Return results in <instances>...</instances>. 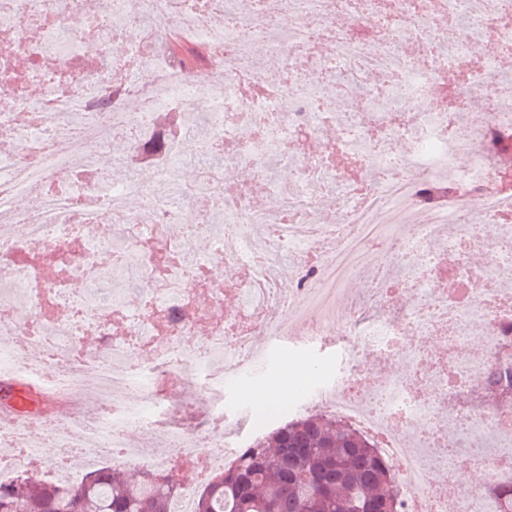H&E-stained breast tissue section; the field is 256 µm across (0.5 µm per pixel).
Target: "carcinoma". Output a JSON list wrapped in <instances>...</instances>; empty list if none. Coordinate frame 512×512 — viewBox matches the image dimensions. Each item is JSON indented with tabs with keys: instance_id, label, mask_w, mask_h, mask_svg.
<instances>
[{
	"instance_id": "obj_1",
	"label": "carcinoma",
	"mask_w": 512,
	"mask_h": 512,
	"mask_svg": "<svg viewBox=\"0 0 512 512\" xmlns=\"http://www.w3.org/2000/svg\"><path fill=\"white\" fill-rule=\"evenodd\" d=\"M185 115L167 113L162 127L174 141ZM512 385L492 371L487 393ZM177 483L166 473L137 476L101 466L76 483L23 472L0 483V512H172ZM197 512H400L390 466L369 439L324 413L293 418L254 440L231 470L216 473L199 494Z\"/></svg>"
}]
</instances>
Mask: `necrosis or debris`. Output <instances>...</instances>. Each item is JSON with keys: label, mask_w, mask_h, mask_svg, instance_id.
<instances>
[{"label": "necrosis or debris", "mask_w": 512, "mask_h": 512, "mask_svg": "<svg viewBox=\"0 0 512 512\" xmlns=\"http://www.w3.org/2000/svg\"><path fill=\"white\" fill-rule=\"evenodd\" d=\"M12 3L0 8V75L15 73L0 99V373L95 407L39 420L28 440L1 425L0 481L67 474L79 458L175 469L174 512H195L197 490L238 456L224 449L225 371L254 360L252 336L313 340L337 325L348 366L316 405L389 463L401 512H499L512 400L450 401L465 378L512 372V187L497 162L512 150V0ZM174 27L204 46L198 72L167 50ZM476 42L490 50L474 69ZM463 63L468 76L449 80ZM476 95L489 112H469ZM171 110L205 127L155 158L151 187L82 150L146 140ZM328 126L336 141L305 159ZM186 161L201 173L183 189ZM226 165L251 180L211 178ZM67 170L77 184L52 188ZM448 183L454 194L428 197ZM258 185L276 208L257 203ZM25 194L35 209L17 206ZM352 278L360 292L343 295ZM199 295L212 318H198ZM315 305L324 314L302 317ZM174 384L195 400L168 406ZM461 452L479 481L449 495Z\"/></svg>", "instance_id": "1"}]
</instances>
